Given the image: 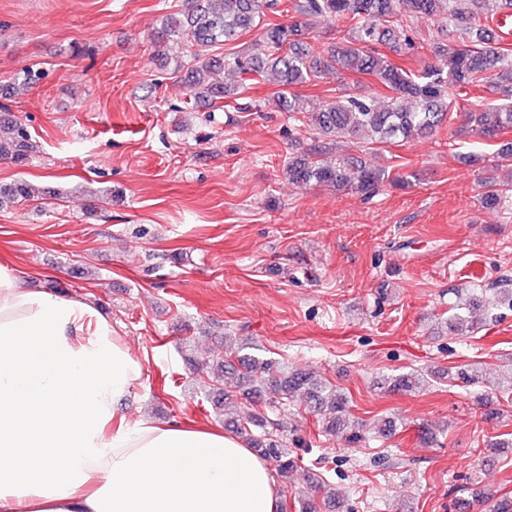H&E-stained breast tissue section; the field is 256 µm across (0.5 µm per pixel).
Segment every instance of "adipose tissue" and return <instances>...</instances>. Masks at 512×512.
<instances>
[{"label": "adipose tissue", "instance_id": "adipose-tissue-1", "mask_svg": "<svg viewBox=\"0 0 512 512\" xmlns=\"http://www.w3.org/2000/svg\"><path fill=\"white\" fill-rule=\"evenodd\" d=\"M23 279L0 263V512H280L236 435L119 416L139 361L98 310Z\"/></svg>", "mask_w": 512, "mask_h": 512}]
</instances>
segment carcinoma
I'll return each instance as SVG.
<instances>
[{"instance_id": "1", "label": "carcinoma", "mask_w": 512, "mask_h": 512, "mask_svg": "<svg viewBox=\"0 0 512 512\" xmlns=\"http://www.w3.org/2000/svg\"><path fill=\"white\" fill-rule=\"evenodd\" d=\"M512 0H185L181 17H168L156 31L160 43L179 39L191 44L188 70L190 97L205 99L219 109L231 103L238 112L252 109L240 97L248 83L278 88L271 110L288 113V119L308 126L317 142L312 155L288 160V177L298 186L327 185L366 198L384 183L405 184L406 175H391L384 167H372L340 153L342 144L369 139L398 143L434 135L455 110L452 91L485 89L497 98L482 108L465 113L467 124L481 138H495L512 130V43L492 24ZM286 16L273 23L268 15ZM446 21L441 38L431 51L435 62L413 73L394 63L389 54L405 55L415 49L407 35L416 20ZM336 29V42L320 40V30ZM262 31L257 43L222 57L216 47L237 41L253 30ZM224 70V82L210 81L215 69ZM336 76V93L322 108L311 112L294 86ZM349 75H364L382 89L362 93V84L349 85ZM34 151L31 134L16 119L0 118V158L26 162ZM483 197L493 205L512 192V179L481 180ZM448 332L459 334L469 325L461 307H449ZM230 358L218 364L221 372L216 397L229 400L237 389L250 385L247 402L225 420L240 438L259 453L278 477L300 466V456L274 434L271 416L296 397L323 416L322 430L346 432L351 442L361 440L360 427L350 419L349 401L329 383L245 351L227 350ZM427 383L417 370L391 378V389L415 393Z\"/></svg>"}]
</instances>
